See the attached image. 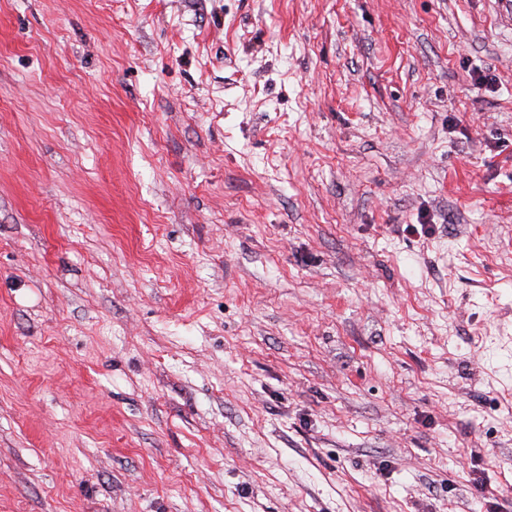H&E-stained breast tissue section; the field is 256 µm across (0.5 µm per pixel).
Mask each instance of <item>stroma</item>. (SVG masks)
<instances>
[{"mask_svg": "<svg viewBox=\"0 0 512 512\" xmlns=\"http://www.w3.org/2000/svg\"><path fill=\"white\" fill-rule=\"evenodd\" d=\"M0 512H512L507 0H0Z\"/></svg>", "mask_w": 512, "mask_h": 512, "instance_id": "obj_1", "label": "stroma"}]
</instances>
